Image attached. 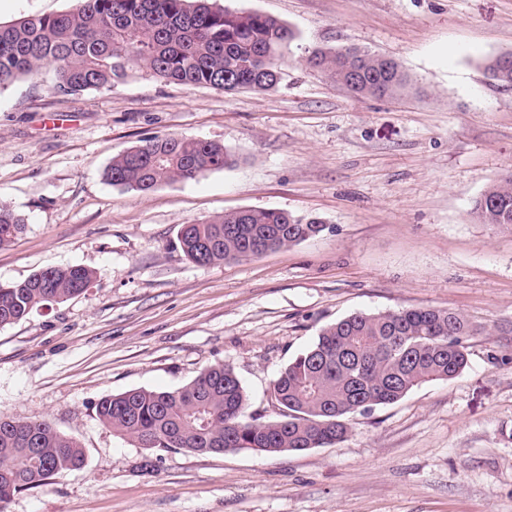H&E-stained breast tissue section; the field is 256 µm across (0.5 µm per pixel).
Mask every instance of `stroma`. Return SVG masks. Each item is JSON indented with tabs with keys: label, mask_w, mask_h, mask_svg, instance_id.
<instances>
[{
	"label": "stroma",
	"mask_w": 512,
	"mask_h": 512,
	"mask_svg": "<svg viewBox=\"0 0 512 512\" xmlns=\"http://www.w3.org/2000/svg\"><path fill=\"white\" fill-rule=\"evenodd\" d=\"M296 34L269 91L168 83L54 94L43 70L0 91V202L26 228L0 248V285L54 266L83 294L0 327V416L50 421L86 464L0 512H512V231L473 203L512 171V87L486 58L512 51V0H214ZM76 0H0V22ZM394 59L412 90L362 97L311 69L315 50ZM224 143L233 167L149 193L103 172L139 140ZM241 209L320 219L313 238L198 266L181 225ZM440 307L477 331L457 378L352 415L344 441L265 455L154 454L96 417L104 396L182 387L231 366L247 409L280 417L277 373L355 312Z\"/></svg>",
	"instance_id": "stroma-1"
}]
</instances>
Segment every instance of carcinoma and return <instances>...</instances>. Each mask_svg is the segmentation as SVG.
<instances>
[{
  "instance_id": "carcinoma-1",
  "label": "carcinoma",
  "mask_w": 512,
  "mask_h": 512,
  "mask_svg": "<svg viewBox=\"0 0 512 512\" xmlns=\"http://www.w3.org/2000/svg\"><path fill=\"white\" fill-rule=\"evenodd\" d=\"M295 33L256 11L215 7L209 0H78L55 16L0 24V90L52 70L51 89L75 95L110 88L137 69L166 82L224 90L268 91L280 80L284 51ZM502 55L484 61L489 77L512 87V68L499 72ZM306 64L338 84L354 79L362 96L397 97L409 86L399 64L358 48L311 53ZM222 143L155 136L112 158L105 171L114 186L150 192L176 181L233 166ZM482 224L512 231V174L475 201ZM25 228V219L0 202V247ZM325 230L271 209L228 212L182 224L183 255L197 265L242 261L315 237ZM97 271L80 265L43 269L0 285V326L25 319L46 303L84 293ZM476 328L451 308H405L354 313L322 328L316 342L273 381L283 419L266 422L246 412L244 387L234 370L210 366L175 390L130 389L101 398L98 420L139 448L156 451L210 448L304 451L338 443L348 417L393 404L413 388L447 381L468 364L465 338ZM84 448L51 423L0 417V510L15 493L53 476L82 469Z\"/></svg>"
}]
</instances>
